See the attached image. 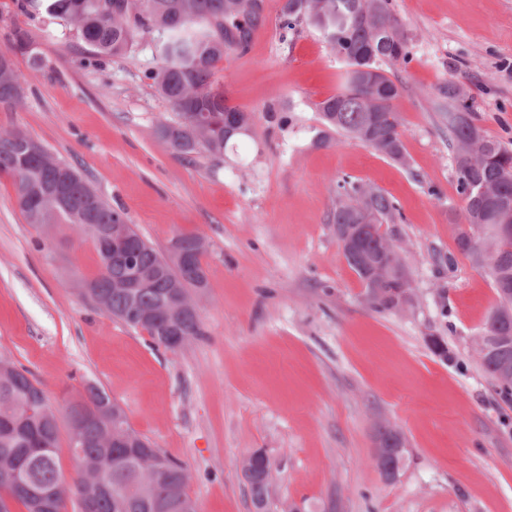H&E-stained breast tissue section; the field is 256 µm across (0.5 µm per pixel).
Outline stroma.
<instances>
[{
    "instance_id": "obj_1",
    "label": "stroma",
    "mask_w": 512,
    "mask_h": 512,
    "mask_svg": "<svg viewBox=\"0 0 512 512\" xmlns=\"http://www.w3.org/2000/svg\"><path fill=\"white\" fill-rule=\"evenodd\" d=\"M19 4L0 0V50L24 29L46 67L16 56L25 99L0 109V131L21 128L74 166L157 249L179 233L209 242L203 335L158 349L79 293L76 280L100 271L91 240L26 223L0 178V357L42 383L63 480L79 478L68 407L93 383L191 469L198 512H253L241 463L257 448L273 462L274 500L301 512H512V401L473 346L498 298L456 248L463 202L443 93L456 82L476 124L512 148V0H392L412 49L388 70L402 87L403 165L347 137L316 146L318 105L345 66L315 29L282 39L281 0H266L264 36L215 70L228 104L257 115L220 160L178 158L158 138L171 112L146 77L152 35L86 69L72 27ZM346 176L397 203L384 230L412 279L403 311L371 309L341 254L332 217ZM383 424L409 450L392 482L373 465Z\"/></svg>"
}]
</instances>
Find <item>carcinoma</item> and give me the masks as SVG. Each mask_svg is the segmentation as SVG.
I'll return each instance as SVG.
<instances>
[{"instance_id":"1","label":"carcinoma","mask_w":512,"mask_h":512,"mask_svg":"<svg viewBox=\"0 0 512 512\" xmlns=\"http://www.w3.org/2000/svg\"><path fill=\"white\" fill-rule=\"evenodd\" d=\"M280 9L282 39L298 27L312 25L345 62L340 91L318 104L320 121L356 139L375 153L406 162L401 124L394 107L401 87L386 75L385 65L409 59L410 43L391 0H286ZM27 9L74 27L88 47L84 67L128 54L142 33L157 37L159 66L147 73L175 119L160 124L158 135L180 157L224 155L233 134L212 122H233L245 131L256 115L226 103L214 89L216 65L245 49L263 13L248 0H24ZM28 56L36 69L44 59L27 32L17 28L11 47L0 51V107L16 108L24 99V79L14 56ZM448 141L453 151L457 192L464 201V222L455 225L458 251L485 269L498 305L475 341L482 367L495 379L503 398H512V237L498 233L512 225V148L487 137L474 122L470 105L457 84L448 83ZM0 176L10 178L26 223L71 224L99 242L112 230L127 235L136 252L139 284L112 286V256L97 249L101 271L81 279L82 295L127 326L148 333L152 344L175 353L183 342L203 334L200 317L187 306L193 294L207 287L198 251L199 234H179L190 256L184 265H170L128 223L126 214L107 204L70 165L56 159L20 129L0 134ZM333 215L336 234L359 230L360 219L371 224L396 223L394 200L374 187L347 178L338 184ZM481 248L472 250L470 239ZM387 260L382 236L364 234L349 266L362 280L372 266ZM411 282L400 252L390 260L389 278L366 289V304L382 312L400 310L411 299ZM70 450L76 463L96 462L102 471L94 485L76 482L79 512H197L187 493L189 468L171 458L130 427L122 408L95 384L69 409ZM59 429L44 389L13 362L0 361V500L23 512L60 480ZM374 464L379 473L404 468L408 455L403 434L390 426L377 430ZM272 462L263 448L242 461V473L254 512H267L272 484L264 475Z\"/></svg>"}]
</instances>
